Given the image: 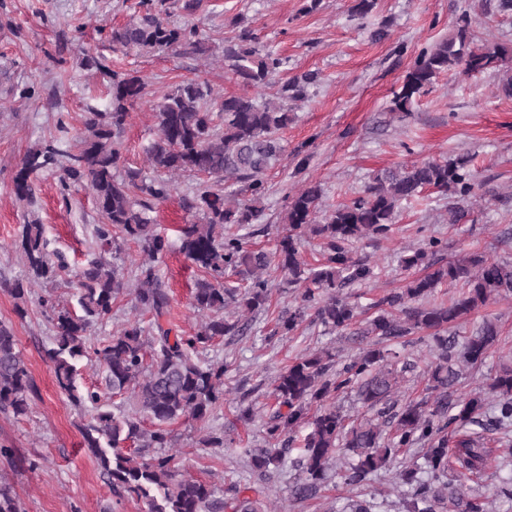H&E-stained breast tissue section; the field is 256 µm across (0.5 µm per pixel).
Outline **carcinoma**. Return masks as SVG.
Returning <instances> with one entry per match:
<instances>
[{"instance_id": "obj_1", "label": "carcinoma", "mask_w": 512, "mask_h": 512, "mask_svg": "<svg viewBox=\"0 0 512 512\" xmlns=\"http://www.w3.org/2000/svg\"><path fill=\"white\" fill-rule=\"evenodd\" d=\"M146 10L137 20L112 29V49L131 53L203 52L198 27L169 23L162 14L165 0H143ZM224 68L246 89L255 93L216 99L205 80L190 79L170 87L153 105L157 129L147 148L151 166L160 172L146 177L122 164V137L131 110L144 97L146 83L135 74L112 71L109 107L90 112L79 136V148L67 154L62 186L87 185L93 194L101 224L95 234L100 249L118 253L126 240L138 243L147 260L137 266L134 309L151 316V335L140 321L127 322L97 346L88 336L112 317V305L126 293L124 268L104 256L88 261L77 274L80 313L59 310L42 300L51 314L55 334L44 348L53 364L58 388L78 406L94 410L82 428L84 445L99 460L112 491L144 504L143 512H268L266 476L288 453L290 433L307 427L300 440L296 467L299 474L290 493L297 501L317 497L332 461L352 456L344 483L360 486L399 453L423 445L422 462H412L398 478L413 486L404 501V512H488L480 495L461 497L448 484V432L476 423L487 431L507 432L512 425V362L499 366L490 378L495 396L493 414H485V397L460 394L461 368L483 363L499 343L496 322L486 320L462 343L448 329L469 319L497 297L512 294V262L473 251L447 261L435 258L443 241L431 237L411 254L400 257L410 275L403 287L371 306L365 326L354 332L360 352L336 368V355L321 351L297 358L272 382L278 408L266 429L265 448H244L259 481L234 483L217 491L210 482L179 470L170 450L176 447L171 426L181 419L205 420L223 397L224 364L203 353L217 340L241 336L247 325L224 308L235 305L258 312L269 304L272 270L280 276L278 287L298 288L300 294L288 315L278 318L274 333L290 334L310 321L340 335L351 330L356 306L341 290L377 277L374 267L353 258L350 243L381 240L391 235L404 203L435 190L464 201L475 189L468 159L443 162L423 160L376 175L365 195L325 215L321 211L323 188L308 183L287 198L276 249L272 253L248 247L237 229L261 224L265 219L264 175L283 156L280 131L292 120V104L309 97L317 76L305 73L285 81L279 78L286 60L259 44L252 29L244 27L224 42ZM509 64L508 50L499 45L479 47L471 21L461 18L456 29L423 50L393 93L392 111H412L416 97L442 74L458 71L476 76L500 71ZM60 150L53 144L28 155L14 178L15 196L34 202L31 175L59 164ZM194 172L204 176L197 183L187 208L198 221L179 229V249L185 258L204 269L195 283L191 305L204 315L197 330L173 333L162 320L169 314L170 295L160 280L156 264L172 248L146 210L153 201L172 195L170 176ZM241 184L248 195L239 202L224 195V181ZM316 236L324 243L320 263L311 267L301 250L302 241ZM20 246L31 276L53 281L66 270L47 250L45 225H22ZM459 284L462 293L448 301L428 298L441 285ZM427 330L437 331L436 348L427 364V389L433 402L393 401L399 372L392 353L381 347ZM99 364L105 388L127 400L129 410L111 411L101 404L100 392L77 384L76 362ZM341 390H354L360 403L376 412L381 422L354 425L329 404ZM37 387L12 330L0 325V409L14 416L29 413ZM131 447L134 459L125 452ZM459 464L457 482L484 467L490 452L479 436L464 435L454 441ZM0 512H21L13 488L0 479Z\"/></svg>"}]
</instances>
